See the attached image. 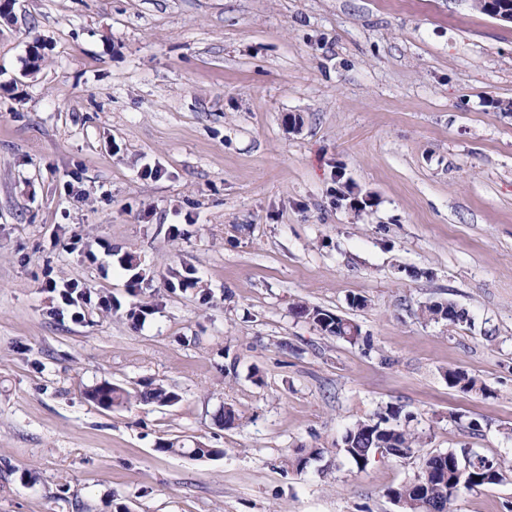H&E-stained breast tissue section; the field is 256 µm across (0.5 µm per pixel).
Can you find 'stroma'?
<instances>
[{"label": "stroma", "instance_id": "35a3bbf8", "mask_svg": "<svg viewBox=\"0 0 512 512\" xmlns=\"http://www.w3.org/2000/svg\"><path fill=\"white\" fill-rule=\"evenodd\" d=\"M11 3L0 512H398L427 456L512 462V24L469 0ZM50 276L121 307L71 321ZM448 301L469 325L423 319ZM105 384L131 402L91 400ZM158 385L177 401H140ZM389 405L422 447L357 468L347 429ZM455 509L512 512V476ZM295 315L318 325L329 336L343 340L349 344H356L360 338V329L352 321L329 313L319 307H311L297 303L293 307ZM448 385L450 388L459 387L466 392L478 391L482 395H487L490 390L475 376L469 375L466 371L459 368H448L446 371Z\"/></svg>", "mask_w": 512, "mask_h": 512}]
</instances>
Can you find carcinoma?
Instances as JSON below:
<instances>
[{"label": "carcinoma", "mask_w": 512, "mask_h": 512, "mask_svg": "<svg viewBox=\"0 0 512 512\" xmlns=\"http://www.w3.org/2000/svg\"><path fill=\"white\" fill-rule=\"evenodd\" d=\"M295 315L320 327L329 336L355 344L360 338V329L352 321L324 311L297 303ZM423 315L429 320H448L453 326L468 322L465 312L456 311L442 304L433 303L424 307ZM448 387L460 388L466 392L478 391L483 395L489 388L478 378L459 368L446 371ZM97 403L107 399V407L129 402L130 394L123 389L101 386L90 393ZM145 402L172 403L177 395L162 386L154 387L140 394ZM412 415L402 414L398 407L388 406L373 416L359 420L346 432L343 438L344 455L358 468L367 466L377 449L386 446L389 454L406 457L422 444L420 434L409 428ZM504 464L495 459L473 454L466 449H448L423 460L415 478L387 491V496L398 506L400 512H454L458 497L486 485L498 484L504 479Z\"/></svg>", "instance_id": "1"}]
</instances>
